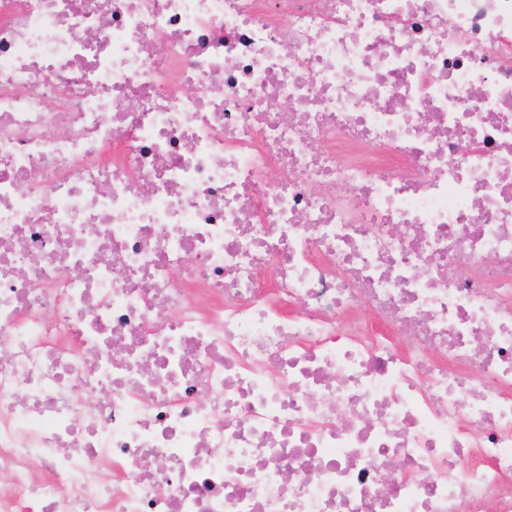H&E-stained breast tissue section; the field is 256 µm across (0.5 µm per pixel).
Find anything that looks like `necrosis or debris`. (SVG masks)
Returning a JSON list of instances; mask_svg holds the SVG:
<instances>
[{"label":"necrosis or debris","instance_id":"obj_1","mask_svg":"<svg viewBox=\"0 0 512 512\" xmlns=\"http://www.w3.org/2000/svg\"><path fill=\"white\" fill-rule=\"evenodd\" d=\"M0 512H512V0H0Z\"/></svg>","mask_w":512,"mask_h":512}]
</instances>
